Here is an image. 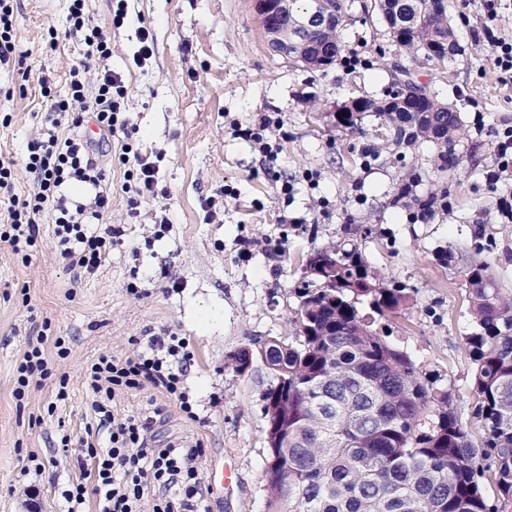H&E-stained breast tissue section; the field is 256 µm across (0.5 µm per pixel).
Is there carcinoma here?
<instances>
[{
	"label": "carcinoma",
	"mask_w": 512,
	"mask_h": 512,
	"mask_svg": "<svg viewBox=\"0 0 512 512\" xmlns=\"http://www.w3.org/2000/svg\"><path fill=\"white\" fill-rule=\"evenodd\" d=\"M416 31L396 39L409 54L434 64L452 61L441 45L461 52L447 11L416 0ZM314 46L340 47L338 27L308 36ZM387 91L416 110L363 98L362 112L381 119L397 148L430 143V176L460 162L461 112L438 99L411 70L395 63ZM448 192L414 197L431 219ZM493 232L481 227L475 252H492ZM334 259L336 287L311 273L295 289L296 336L274 337L270 384L263 401L288 400V434L261 473L267 504L280 512H512V295L490 263L465 273L469 299L468 377L474 403H461L438 379L388 340L385 322L409 300L404 284H389L357 246L329 244L314 251Z\"/></svg>",
	"instance_id": "carcinoma-1"
}]
</instances>
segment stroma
<instances>
[{
	"instance_id": "35a3bbf8",
	"label": "stroma",
	"mask_w": 512,
	"mask_h": 512,
	"mask_svg": "<svg viewBox=\"0 0 512 512\" xmlns=\"http://www.w3.org/2000/svg\"><path fill=\"white\" fill-rule=\"evenodd\" d=\"M364 2L354 0L339 27V60L316 72L270 51L255 0H127L120 25L113 22L115 0H86L91 22L112 45L108 60L89 63L72 31L69 0H19L23 64L0 72V114L11 116L0 124V155L15 163L16 193L34 191L28 146L46 133L47 100L65 96L70 71L81 65L91 93L100 70L121 75V110L135 147L157 167V185L130 209L121 190L124 168L108 167L110 222L124 234L93 275L62 261L52 214H44L28 262L0 243V512H25L32 489L40 512H65L64 492L83 479L85 442L107 439L84 366L105 352L137 354L150 337L169 332L186 342L184 387L196 420L148 384L117 394L115 417L148 418L151 447L200 446L202 512H266L260 475L268 456L262 407L269 379L261 366L239 375L225 362L245 344L293 335L289 318L304 261L331 243L356 244L373 270L414 289L415 302L395 318L392 339L468 398L463 269L474 256V225L495 232L493 257L512 289V219L504 211L512 205V167L498 182L489 180L502 133L512 127V76L497 67L486 39L491 32L512 40V0H448L462 51L446 67L400 51ZM143 27L154 49L138 66L133 55ZM395 62L431 84L465 122L463 160L442 182L448 208L427 224L390 200L405 186L419 196L429 191V181L412 176L430 170L431 145L396 154L371 112L359 131L336 125L341 103L382 97ZM45 77L52 81L47 95ZM262 124L263 143L243 136L244 128ZM447 248L454 255L448 264L437 258ZM45 325L68 353L58 356L45 344L52 378L31 382L16 398L17 368ZM227 466L236 485L212 488V472Z\"/></svg>"
}]
</instances>
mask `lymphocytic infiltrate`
Listing matches in <instances>:
<instances>
[{"label":"lymphocytic infiltrate","mask_w":512,"mask_h":512,"mask_svg":"<svg viewBox=\"0 0 512 512\" xmlns=\"http://www.w3.org/2000/svg\"><path fill=\"white\" fill-rule=\"evenodd\" d=\"M69 15L73 30L83 32L85 57L108 59L112 54L109 37L93 25L85 12V0H71ZM126 88L119 74L101 72L94 99H87L80 69L70 73L69 96L52 102L42 120L48 133L28 147L26 168L37 189L26 197L14 192L12 161L0 159V241L14 253H28L40 235V219L45 211L54 213V236L62 260L86 274L96 273L119 242L122 229L107 224L112 199L101 191L104 168L98 157L106 151L102 142L77 135L85 117H92L103 138L128 129L120 116V101ZM67 135H59L61 127ZM117 161L131 167L132 182L125 192L140 197L154 192L157 169L129 142L120 145ZM79 182L92 192L89 203L70 204L63 195L65 185ZM185 341L175 334L152 337L144 351L124 358L101 354L87 365L84 377L95 399L92 408L101 425L110 429L107 445L88 443L86 456L91 469L89 483H77L68 491L67 512H80L87 495H95L99 512H142L145 492L155 489L152 512H196L201 479L194 465L197 447L171 443L163 448L147 444L148 424L130 415L115 419L112 401L117 393L139 389L143 384L177 401L188 419L196 414L183 390L184 371L177 359ZM179 486L177 497L168 488Z\"/></svg>","instance_id":"lymphocytic-infiltrate-1"}]
</instances>
